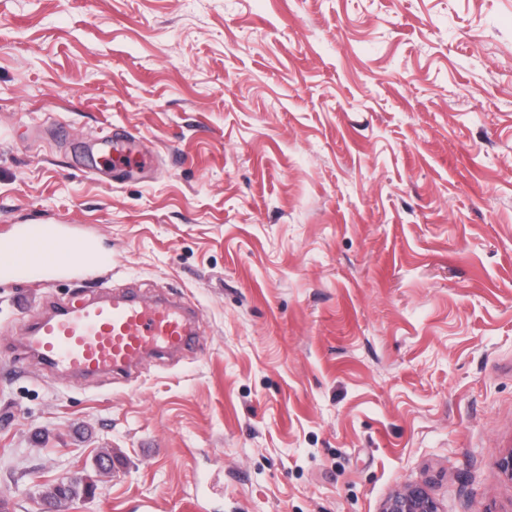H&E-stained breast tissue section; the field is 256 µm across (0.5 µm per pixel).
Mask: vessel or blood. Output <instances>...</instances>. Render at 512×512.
<instances>
[{
  "label": "vessel or blood",
  "instance_id": "1",
  "mask_svg": "<svg viewBox=\"0 0 512 512\" xmlns=\"http://www.w3.org/2000/svg\"><path fill=\"white\" fill-rule=\"evenodd\" d=\"M96 252L87 236L55 224H29L0 241V281L34 284L80 273ZM192 323L174 302L104 296L39 320L24 340L42 360L82 375L123 371L150 352L192 345Z\"/></svg>",
  "mask_w": 512,
  "mask_h": 512
}]
</instances>
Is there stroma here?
Segmentation results:
<instances>
[{
	"label": "stroma",
	"instance_id": "obj_1",
	"mask_svg": "<svg viewBox=\"0 0 512 512\" xmlns=\"http://www.w3.org/2000/svg\"><path fill=\"white\" fill-rule=\"evenodd\" d=\"M20 224L201 336L78 378L19 339L100 270L0 282V512H512V0H0ZM94 491V485L84 478L67 477L57 482L47 491L44 497L45 505L53 508H59L63 503L72 501L80 496H91ZM380 512H440L438 503L421 485H409L392 492Z\"/></svg>",
	"mask_w": 512,
	"mask_h": 512
}]
</instances>
